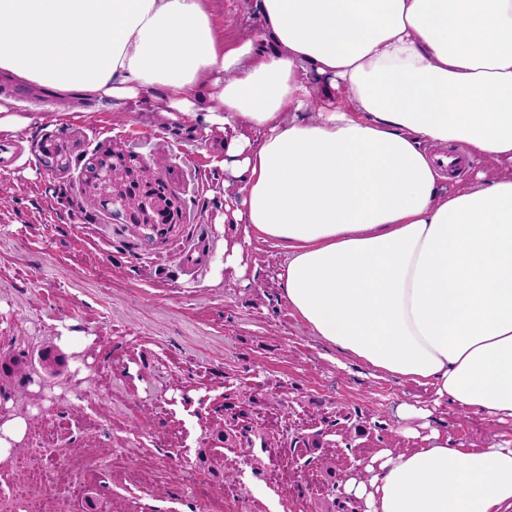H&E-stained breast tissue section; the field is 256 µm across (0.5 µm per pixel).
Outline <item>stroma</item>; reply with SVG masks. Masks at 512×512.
Listing matches in <instances>:
<instances>
[{
	"instance_id": "35a3bbf8",
	"label": "stroma",
	"mask_w": 512,
	"mask_h": 512,
	"mask_svg": "<svg viewBox=\"0 0 512 512\" xmlns=\"http://www.w3.org/2000/svg\"><path fill=\"white\" fill-rule=\"evenodd\" d=\"M0 95L30 119L0 131V354L37 359L61 323L92 339L79 367L33 374L34 400L0 393L28 425L1 490L34 469L60 512H208L211 495L226 512H341L346 477L376 449L416 447L433 428L465 450L512 441V420L325 348L288 307L280 250L254 243L244 276H215L222 129L169 121L151 91L63 98L0 80ZM116 138L165 160L184 216L166 238L85 202L83 163ZM51 139L68 168H45ZM405 404L426 417L401 419ZM123 463L146 466L144 482Z\"/></svg>"
}]
</instances>
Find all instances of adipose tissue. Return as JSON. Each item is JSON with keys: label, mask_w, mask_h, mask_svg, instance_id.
<instances>
[{"label": "adipose tissue", "mask_w": 512, "mask_h": 512, "mask_svg": "<svg viewBox=\"0 0 512 512\" xmlns=\"http://www.w3.org/2000/svg\"><path fill=\"white\" fill-rule=\"evenodd\" d=\"M0 0V78L60 96L158 92L234 133L243 247L280 249L288 306L327 347L437 400L512 417V0ZM341 104L306 114L312 82ZM209 87L207 98L194 95ZM464 152L477 182L444 187ZM345 489L363 512H512V448L433 430ZM224 27L240 36L258 38L262 33L263 24L260 16L245 4L244 0H223Z\"/></svg>", "instance_id": "adipose-tissue-1"}]
</instances>
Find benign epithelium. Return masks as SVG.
<instances>
[{"instance_id":"1","label":"benign epithelium","mask_w":512,"mask_h":512,"mask_svg":"<svg viewBox=\"0 0 512 512\" xmlns=\"http://www.w3.org/2000/svg\"><path fill=\"white\" fill-rule=\"evenodd\" d=\"M112 153L135 160L133 165L112 168L107 175V181L112 186V195L120 197L122 202L120 214L135 216L132 230L137 233L142 225L156 223V217L160 213L169 216V222L165 225L169 231L182 223L181 200L176 192H169L161 201L148 208L145 206L140 192L130 190V186L133 184L142 187L148 182L162 178L163 174L158 172V169L162 167V161L157 158L148 160L120 142L112 143Z\"/></svg>"}]
</instances>
